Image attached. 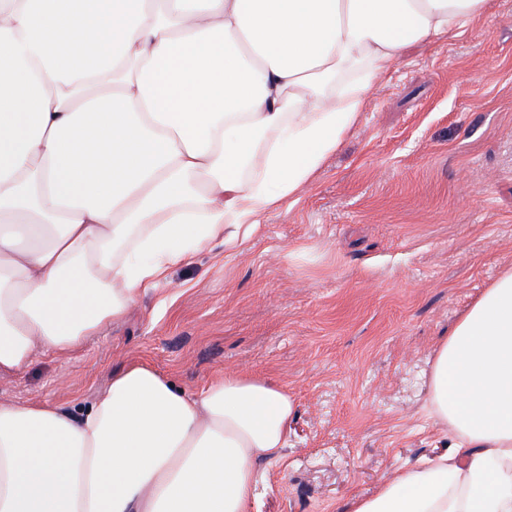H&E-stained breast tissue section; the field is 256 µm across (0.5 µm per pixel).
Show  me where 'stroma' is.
Masks as SVG:
<instances>
[{
    "mask_svg": "<svg viewBox=\"0 0 512 512\" xmlns=\"http://www.w3.org/2000/svg\"><path fill=\"white\" fill-rule=\"evenodd\" d=\"M512 265V0L408 48L314 177L235 251L170 269L126 318L67 356L0 375V400L75 410L142 360L192 392L236 370L286 388L279 457L251 512H344L445 453L430 363Z\"/></svg>",
    "mask_w": 512,
    "mask_h": 512,
    "instance_id": "35a3bbf8",
    "label": "stroma"
}]
</instances>
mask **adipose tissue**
Segmentation results:
<instances>
[{
	"label": "adipose tissue",
	"mask_w": 512,
	"mask_h": 512,
	"mask_svg": "<svg viewBox=\"0 0 512 512\" xmlns=\"http://www.w3.org/2000/svg\"><path fill=\"white\" fill-rule=\"evenodd\" d=\"M0 0V374L121 321L171 266L250 240L356 125L409 45L487 0ZM134 78L110 84L129 63ZM447 454L348 512H512V267L449 332ZM287 389L193 393L130 362L87 407L0 401V512H248Z\"/></svg>",
	"instance_id": "1"
}]
</instances>
